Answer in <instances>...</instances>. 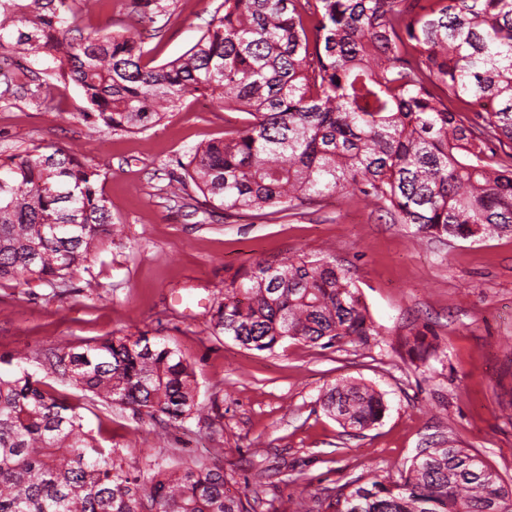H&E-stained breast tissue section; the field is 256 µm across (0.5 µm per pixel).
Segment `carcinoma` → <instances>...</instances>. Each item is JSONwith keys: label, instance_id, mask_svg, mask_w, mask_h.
Returning a JSON list of instances; mask_svg holds the SVG:
<instances>
[{"label": "carcinoma", "instance_id": "obj_1", "mask_svg": "<svg viewBox=\"0 0 512 512\" xmlns=\"http://www.w3.org/2000/svg\"><path fill=\"white\" fill-rule=\"evenodd\" d=\"M78 0H0V49L34 52L108 127L138 132L187 94L247 115L198 145L185 175L214 208L263 218L317 197L357 198L431 238L512 234V0H223L199 40L153 68L135 37L69 36ZM488 107L471 115L459 103ZM0 159V279L67 284L112 222L100 172L61 152ZM216 336L272 352L288 339L365 344L380 331L348 270L327 258L260 261L224 282ZM422 359L437 346L405 339ZM51 370L105 403L183 422L193 372L142 334L53 351ZM322 407L345 430L383 395L341 381ZM81 406L17 358L0 371V512H250L201 461L130 476ZM340 512H512V483L464 448H425L400 480L337 496Z\"/></svg>", "mask_w": 512, "mask_h": 512}]
</instances>
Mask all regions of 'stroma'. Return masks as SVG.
I'll list each match as a JSON object with an SVG mask.
<instances>
[{
    "instance_id": "obj_1",
    "label": "stroma",
    "mask_w": 512,
    "mask_h": 512,
    "mask_svg": "<svg viewBox=\"0 0 512 512\" xmlns=\"http://www.w3.org/2000/svg\"><path fill=\"white\" fill-rule=\"evenodd\" d=\"M154 2L83 0L77 24L85 34H140L142 61L154 67L189 50L222 0ZM9 59L0 156L74 154L104 177L124 233L104 238L66 292L44 281L0 282V368L23 359L49 389L83 401L88 429L130 474L150 459L174 469L203 457L223 469L230 493L274 500L280 512L301 499L313 512H332L353 481L399 480L434 443L469 449L512 479V235L439 242L334 195L272 221L208 210L192 184L171 198L166 185L183 176L190 151L223 138L239 113L189 95L143 132L115 131L45 57ZM299 255L349 269L377 336L330 347L290 340L269 353L213 335L208 309L225 278ZM419 330L441 346L423 363L403 345ZM144 332L177 347L194 372L205 412L182 428L84 399L46 364L52 350ZM341 380L383 394L380 423L350 435L323 412L324 390ZM214 405L215 417L207 413Z\"/></svg>"
}]
</instances>
